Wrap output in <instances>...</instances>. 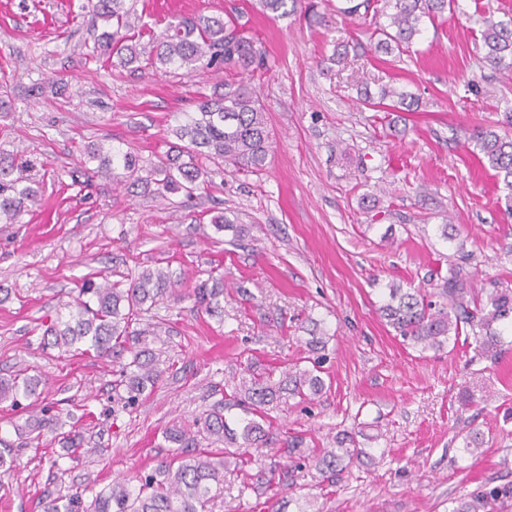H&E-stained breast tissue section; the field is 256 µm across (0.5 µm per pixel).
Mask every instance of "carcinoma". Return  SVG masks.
Listing matches in <instances>:
<instances>
[{
  "instance_id": "obj_1",
  "label": "carcinoma",
  "mask_w": 512,
  "mask_h": 512,
  "mask_svg": "<svg viewBox=\"0 0 512 512\" xmlns=\"http://www.w3.org/2000/svg\"><path fill=\"white\" fill-rule=\"evenodd\" d=\"M301 0H261L263 10L273 16L290 14L287 6L297 7ZM392 5L393 13L387 15L388 23L374 21V31L381 35L378 41L384 51L401 50L420 33L422 19L434 20L455 9V0H385ZM378 16L380 9L375 0L361 2L339 9L344 15L359 12ZM134 10L126 0H95L91 19L101 20L110 29L99 35L103 53L116 57L125 66L141 63L140 52L133 44L130 31L137 26L131 21ZM482 41L485 61L495 68L512 66V20H485ZM155 56L147 59L154 68L193 73L203 66H215L242 74L252 66L263 64L264 52L254 45L240 30L237 19L210 16H181L172 19L166 27L151 34ZM180 140L187 141L177 147V154L144 168L140 159L131 151L104 149L102 146L87 152L88 160L99 161L95 174L106 176L117 166L135 173L146 172V185H155L154 193L164 198L168 193L182 192L194 195L206 183L207 164L224 167L227 173H259L267 165L272 145V133L266 113L258 97L247 85L228 86L224 93L204 98L196 103V111L187 113L186 122L175 129ZM476 148L487 160L488 166L501 179L512 198V136L500 135L491 129L476 135ZM187 160H182V157ZM32 163L0 147V216L5 222L14 223L37 202V191L23 185L24 172ZM172 273L162 268H145L129 284L97 281L89 277L78 292L75 309L60 314L44 329L47 344L69 349L79 343L105 357L119 350L127 353L121 364L119 385L127 392L126 405L139 403L144 392L155 386L163 374L159 359L147 346L148 336L162 335V324L152 330H135L132 324L145 310L151 309L170 293ZM198 308L210 316L223 312L221 298L224 285L217 281L200 280L192 290ZM438 300L421 288H402L391 285L388 299L380 306L381 316L403 341L420 351H441L451 337L462 331L471 333L475 341L487 349L503 343V329L512 328V296L490 292L479 295L471 283L455 272L443 281L437 293ZM308 340L317 357L311 367H293L274 378V371L248 373L234 387L224 402L210 411L203 421V431L217 442L224 443V457L215 461L214 453L190 451L195 436L182 428L166 432V438L182 448L176 459L162 462L155 471L132 486L126 481H115L100 492L91 503L84 504L78 492L70 495L44 498L42 512H205L224 483V458L244 456L246 448H262L270 440V430L265 428L268 410L274 405L291 399L308 400L325 389L322 364L326 360L321 351L327 341L316 335ZM41 379L36 375L20 373L13 378L0 380V401L37 395ZM237 409L241 417L229 425L224 412ZM337 448L317 457L324 477L334 479L352 463L369 455L358 447L355 434L343 432L336 437ZM285 453L288 461L298 463L309 457L303 448V438H288ZM512 497V487L478 490L456 500L451 512H494L496 501Z\"/></svg>"
}]
</instances>
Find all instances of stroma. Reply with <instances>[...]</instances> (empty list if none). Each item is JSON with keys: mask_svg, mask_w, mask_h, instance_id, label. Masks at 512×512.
Listing matches in <instances>:
<instances>
[{"mask_svg": "<svg viewBox=\"0 0 512 512\" xmlns=\"http://www.w3.org/2000/svg\"><path fill=\"white\" fill-rule=\"evenodd\" d=\"M87 0H0V147L35 162L38 201L0 223V379L39 375V396L0 401V438L14 463L0 469V512H41L46 496L84 500L118 478L142 477L169 457L165 432L232 391L244 369L304 364L312 325L328 336L324 392L270 413L274 442L243 468L227 464L224 494L209 512H451L469 493L512 485V343L488 351L470 336L422 352L381 318L384 290L433 291L449 268L474 287L512 295V215L474 150L481 128L511 131L512 69L482 60L485 18H512V0H457L423 21L403 53L375 49L363 17L342 0L285 18L259 0H129L155 30L175 15L237 16L262 47L252 75L201 68L155 73L100 55ZM62 79L73 93L58 95ZM251 87L273 135L257 174L216 172L194 199L155 197L123 168L86 175L83 152L100 143L143 164L176 145L195 100L225 83ZM42 93H34V85ZM392 89L412 110L363 105ZM225 214L244 228L216 232ZM169 268L176 283L156 311L168 336L155 343L167 370L124 410L119 360L43 344L46 324L85 278ZM224 279V313L197 311L196 281ZM39 439L18 427L42 407ZM83 449L69 453L67 430ZM358 430L368 457L336 482L314 462L284 468V442L303 436L330 449ZM477 431L481 454L463 449Z\"/></svg>", "mask_w": 512, "mask_h": 512, "instance_id": "1", "label": "stroma"}]
</instances>
